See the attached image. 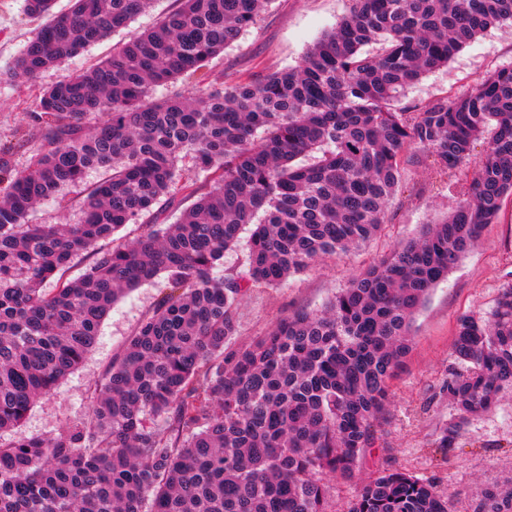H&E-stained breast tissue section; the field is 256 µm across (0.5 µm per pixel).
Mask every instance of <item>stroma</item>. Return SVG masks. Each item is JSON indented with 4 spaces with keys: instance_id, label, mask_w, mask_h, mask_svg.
Listing matches in <instances>:
<instances>
[{
    "instance_id": "35a3bbf8",
    "label": "stroma",
    "mask_w": 512,
    "mask_h": 512,
    "mask_svg": "<svg viewBox=\"0 0 512 512\" xmlns=\"http://www.w3.org/2000/svg\"><path fill=\"white\" fill-rule=\"evenodd\" d=\"M177 6L176 0H152L145 14L125 29L67 59L38 79L0 81V146L12 150L11 164L24 169L37 133L31 112L47 87L79 74L111 55ZM349 0H274L257 25L209 62L215 83L247 82L297 66L305 53L347 14ZM39 26L24 12V0H0V73ZM512 66V24L492 27L471 41L447 66L431 70L411 85L400 106L426 104L469 91L483 76ZM29 146L17 148L20 138ZM469 191L464 169L443 171L429 161L407 162L401 186L381 231L359 248L327 258L276 288L243 292L236 306V343L264 335L279 319L316 312L351 279L387 257L398 244L419 236L423 228L451 211ZM512 284V198H506L497 223L489 225L480 244L467 253L429 293L414 317L413 347L392 382L385 421L356 477L344 481L325 476L331 502L345 512L350 500L378 470L396 469L432 483L448 499L450 512H474L485 493L512 480V389L503 390L487 413L462 423L452 447L438 444L457 412L443 386L462 366L452 355L456 324L465 313L486 314L503 287ZM161 282L147 283L122 296L103 320L88 358L55 391L39 400L19 429L26 436L56 434L68 420L87 416L95 381L122 352L132 333L151 312Z\"/></svg>"
}]
</instances>
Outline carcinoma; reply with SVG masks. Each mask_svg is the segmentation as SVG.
Here are the masks:
<instances>
[{
  "mask_svg": "<svg viewBox=\"0 0 512 512\" xmlns=\"http://www.w3.org/2000/svg\"><path fill=\"white\" fill-rule=\"evenodd\" d=\"M295 68L218 87L206 64L272 0H180L112 56L48 87L29 118L26 168L0 156V434L90 354L128 291H165L94 384L91 415L50 437L0 441V512H331L323 477H354L384 419L430 290L512 196V66L470 91L397 108L408 86L488 28L512 0H350ZM26 0L43 23L10 79H35L141 15L148 0ZM369 44L378 48L364 50ZM183 80L162 101L151 89ZM470 194L357 274L317 313L246 344L243 290L274 288L373 237L407 152L463 166ZM102 176L75 224H31L41 202ZM177 212L168 224L161 216ZM246 266L216 275L242 228ZM127 224L132 240L104 248ZM91 258L72 275L76 261ZM448 399L462 419L512 386V284L487 316L463 315ZM347 512H448L429 482L382 470ZM478 512H512V486Z\"/></svg>",
  "mask_w": 512,
  "mask_h": 512,
  "instance_id": "carcinoma-1",
  "label": "carcinoma"
}]
</instances>
